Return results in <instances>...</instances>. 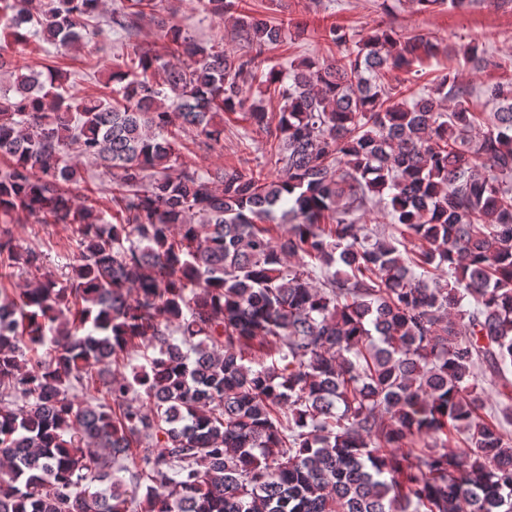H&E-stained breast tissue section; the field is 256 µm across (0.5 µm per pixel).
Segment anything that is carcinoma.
Segmentation results:
<instances>
[{"instance_id":"cac0c4a2","label":"carcinoma","mask_w":512,"mask_h":512,"mask_svg":"<svg viewBox=\"0 0 512 512\" xmlns=\"http://www.w3.org/2000/svg\"><path fill=\"white\" fill-rule=\"evenodd\" d=\"M156 6L0 0V43L132 37ZM206 8L256 54L171 25L168 58L66 98L0 53V258L32 276L0 284V512H512V77L493 112L451 73L409 100L385 76L425 35L331 24L345 54L283 70L262 55L299 23ZM266 97L277 175L173 172L188 130L267 125ZM76 157L108 207L76 202ZM30 216L75 227L65 281L15 245ZM75 161L80 167L79 182L71 184L70 188L74 195L77 196V201L82 202L85 194H87L86 187L94 183L98 187V194L96 197L107 195L110 186L108 176L102 173V169L96 164L95 161L86 158H76Z\"/></svg>"}]
</instances>
